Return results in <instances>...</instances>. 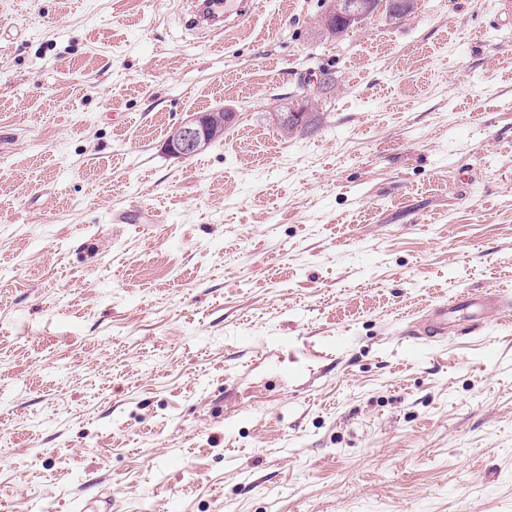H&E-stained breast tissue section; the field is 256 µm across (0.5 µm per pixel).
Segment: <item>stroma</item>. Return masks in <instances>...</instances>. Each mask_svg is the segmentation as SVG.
Masks as SVG:
<instances>
[{
    "instance_id": "stroma-1",
    "label": "stroma",
    "mask_w": 512,
    "mask_h": 512,
    "mask_svg": "<svg viewBox=\"0 0 512 512\" xmlns=\"http://www.w3.org/2000/svg\"><path fill=\"white\" fill-rule=\"evenodd\" d=\"M258 3L0 0V512H512V0ZM194 1L192 19L197 26L205 27L211 35L224 36V31L247 21L255 12L258 3L253 0H209L204 4ZM375 0H328L329 9L324 16V26L327 28L328 23L336 15L346 31H351L357 28L361 23L368 18L374 11L377 2ZM316 78L317 81H316ZM322 78L321 73L313 76L316 85L315 94L320 95L325 87L319 88V80ZM315 94H294L291 101L288 103L287 112H275V121L278 125L288 123V125H300L306 122L311 112V104L315 100ZM224 107L206 112L190 113L178 122L167 140L170 155L187 158L205 149L210 140L209 133L221 124H228L230 118L224 119ZM504 309V301L496 291H469L458 295L448 305L435 309L422 325H412L408 334L417 336L422 330L430 338H440L455 329L458 333L463 329L473 332L483 328L491 314L504 313ZM461 315L463 320L457 323Z\"/></svg>"
}]
</instances>
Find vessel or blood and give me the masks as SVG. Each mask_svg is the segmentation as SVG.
Instances as JSON below:
<instances>
[{
  "label": "vessel or blood",
  "instance_id": "obj_1",
  "mask_svg": "<svg viewBox=\"0 0 512 512\" xmlns=\"http://www.w3.org/2000/svg\"><path fill=\"white\" fill-rule=\"evenodd\" d=\"M257 7L256 0H205L196 6L194 21L211 34L220 35L247 21ZM504 309V301L496 291L463 293L435 309L422 326H411L409 333L438 338L454 330L475 331L484 327L490 315L503 313Z\"/></svg>",
  "mask_w": 512,
  "mask_h": 512
}]
</instances>
